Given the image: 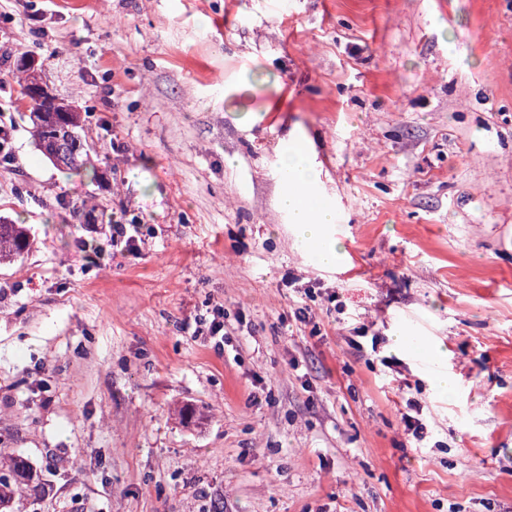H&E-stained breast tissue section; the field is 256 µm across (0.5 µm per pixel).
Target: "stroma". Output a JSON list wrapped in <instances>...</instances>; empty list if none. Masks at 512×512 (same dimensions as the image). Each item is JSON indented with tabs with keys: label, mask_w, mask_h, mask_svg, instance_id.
<instances>
[{
	"label": "stroma",
	"mask_w": 512,
	"mask_h": 512,
	"mask_svg": "<svg viewBox=\"0 0 512 512\" xmlns=\"http://www.w3.org/2000/svg\"><path fill=\"white\" fill-rule=\"evenodd\" d=\"M29 55L96 177L36 149ZM0 118V453L42 512H512V0H0ZM296 136L333 268L279 207ZM218 307L223 349L178 331ZM30 239L22 224H11L0 219V260L11 259L27 252Z\"/></svg>",
	"instance_id": "stroma-1"
}]
</instances>
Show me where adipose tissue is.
<instances>
[{
  "label": "adipose tissue",
  "mask_w": 512,
  "mask_h": 512,
  "mask_svg": "<svg viewBox=\"0 0 512 512\" xmlns=\"http://www.w3.org/2000/svg\"><path fill=\"white\" fill-rule=\"evenodd\" d=\"M282 169L288 184L281 194L282 208L288 213L300 243L318 246L317 259L326 267L334 266L338 258L335 243L324 237L328 224L336 220L335 213L312 195L317 177L316 163L307 146L294 143L282 156Z\"/></svg>",
  "instance_id": "adipose-tissue-1"
}]
</instances>
